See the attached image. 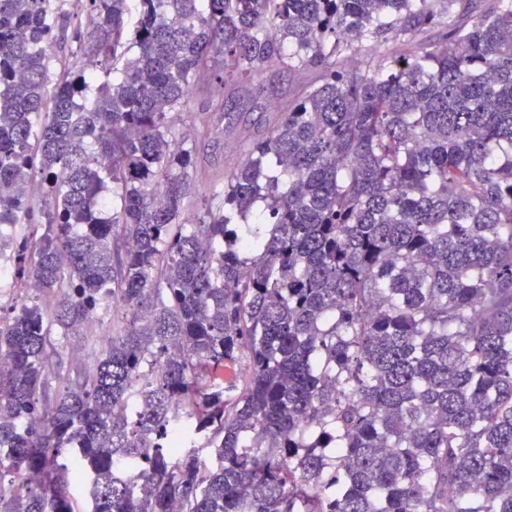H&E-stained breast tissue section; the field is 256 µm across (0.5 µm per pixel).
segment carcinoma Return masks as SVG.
Segmentation results:
<instances>
[{"instance_id":"carcinoma-1","label":"carcinoma","mask_w":512,"mask_h":512,"mask_svg":"<svg viewBox=\"0 0 512 512\" xmlns=\"http://www.w3.org/2000/svg\"><path fill=\"white\" fill-rule=\"evenodd\" d=\"M57 2L0 0V255L55 297L0 315V512H512V0H85L54 72ZM272 69L319 79L199 191L192 88ZM115 314V317L113 316ZM117 320L116 312L112 308V303H105L99 310L96 321L82 326L77 330L70 331L69 336H59L53 334L51 342L54 347L62 354L65 361L79 366L81 368H90L96 362L99 353L107 343L109 336L115 333L113 330L116 324H112V318ZM102 328L106 331H102ZM102 331V332H101ZM100 336H102V341Z\"/></svg>"}]
</instances>
